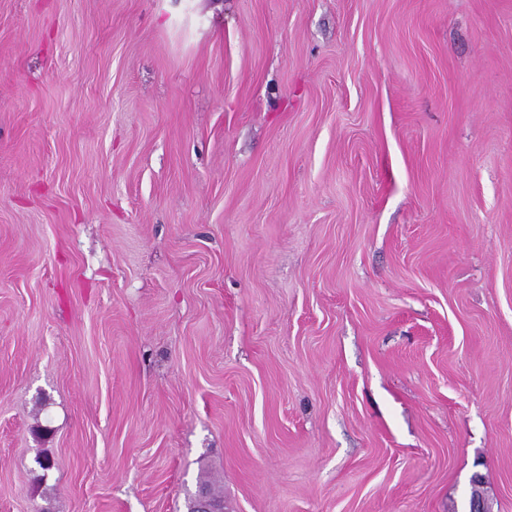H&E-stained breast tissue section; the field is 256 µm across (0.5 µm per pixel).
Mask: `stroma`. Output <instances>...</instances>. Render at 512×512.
Wrapping results in <instances>:
<instances>
[{
    "label": "stroma",
    "mask_w": 512,
    "mask_h": 512,
    "mask_svg": "<svg viewBox=\"0 0 512 512\" xmlns=\"http://www.w3.org/2000/svg\"><path fill=\"white\" fill-rule=\"evenodd\" d=\"M222 2L0 0V512H512V0Z\"/></svg>",
    "instance_id": "stroma-1"
}]
</instances>
